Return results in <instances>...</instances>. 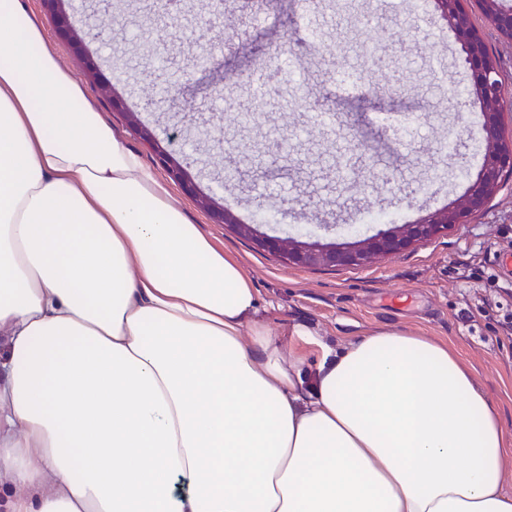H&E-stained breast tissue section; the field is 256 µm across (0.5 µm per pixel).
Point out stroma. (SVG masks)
<instances>
[{
  "label": "stroma",
  "instance_id": "35a3bbf8",
  "mask_svg": "<svg viewBox=\"0 0 512 512\" xmlns=\"http://www.w3.org/2000/svg\"><path fill=\"white\" fill-rule=\"evenodd\" d=\"M210 2L190 0L194 24L162 41L156 30L122 19L127 12L151 16L154 0H114L111 39L88 46L99 66L94 79L85 76L68 41L52 43L113 133L179 200L188 221L241 260L268 310L272 334L299 324L339 345L379 327L409 328L448 343L512 432V181L467 223L400 255L359 268L290 267L213 223L128 124L135 112L158 138L175 135L174 160L242 223L271 236L306 233L324 243L347 242L353 224L363 235L381 231V224L363 223L366 214H391L407 224L469 188L483 152L481 114L476 107L457 111L446 99L448 88L468 82L454 34L424 21L410 0H357L370 22L353 30L327 0H315L324 44L343 49L332 58L306 48L301 0H269L258 8L224 0L240 19L230 40L197 24ZM469 12L500 60L502 99L512 102V42L477 6ZM274 33L289 35L300 76L278 84L249 129L229 120L216 125L214 116L229 106L251 103L238 71L266 70L268 53L255 49L252 38ZM203 51L209 62L200 69L196 59ZM375 51L390 59L393 79L391 94L379 104L367 99V85L336 80L341 70L370 74ZM320 110L335 113L334 126L312 123ZM219 135L220 158L207 148Z\"/></svg>",
  "mask_w": 512,
  "mask_h": 512
}]
</instances>
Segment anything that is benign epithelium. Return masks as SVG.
<instances>
[{
  "instance_id": "1",
  "label": "benign epithelium",
  "mask_w": 512,
  "mask_h": 512,
  "mask_svg": "<svg viewBox=\"0 0 512 512\" xmlns=\"http://www.w3.org/2000/svg\"><path fill=\"white\" fill-rule=\"evenodd\" d=\"M451 2L452 0H433L434 16L454 33L461 46L463 62L470 73V80L464 92L456 97L455 105L459 109L477 106L483 113L480 138L485 146L484 162L466 195L412 224H395L386 231L367 236L345 247L262 234L252 224L239 223L231 210L213 197L196 193V185L188 180L185 169L169 163V152L156 142L153 132L141 122L137 113H129L130 122L145 139L153 142L159 163L167 168L172 179L196 194V200L209 212L214 223L234 226L240 235L253 240L259 249L289 265L312 269L353 268L366 266L382 256L399 255L457 224L465 223L470 215L482 211L490 194L501 187L503 173L512 169V145L506 148L500 146V113L486 108V103L501 100L498 70L494 69L487 56L477 30L468 20L456 18L449 12L448 4ZM44 3L58 36L84 53L86 70L93 76L97 75L99 67L93 57L87 54V45L108 37L106 17L110 11V0H95L92 13L96 21L81 28L74 27L70 20V0H44Z\"/></svg>"
}]
</instances>
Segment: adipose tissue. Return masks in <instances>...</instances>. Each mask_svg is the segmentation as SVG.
Listing matches in <instances>:
<instances>
[{
  "mask_svg": "<svg viewBox=\"0 0 512 512\" xmlns=\"http://www.w3.org/2000/svg\"><path fill=\"white\" fill-rule=\"evenodd\" d=\"M290 336L0 0V512H512L448 344Z\"/></svg>",
  "mask_w": 512,
  "mask_h": 512,
  "instance_id": "1",
  "label": "adipose tissue"
}]
</instances>
